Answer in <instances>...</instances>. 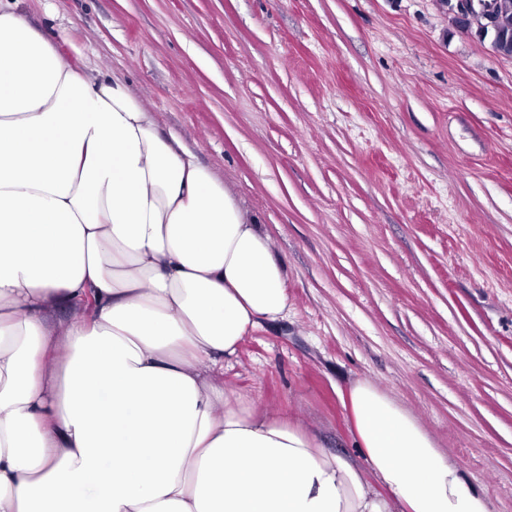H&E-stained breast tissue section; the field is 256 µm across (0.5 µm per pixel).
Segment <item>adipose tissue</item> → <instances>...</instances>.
I'll use <instances>...</instances> for the list:
<instances>
[{
	"instance_id": "1",
	"label": "adipose tissue",
	"mask_w": 512,
	"mask_h": 512,
	"mask_svg": "<svg viewBox=\"0 0 512 512\" xmlns=\"http://www.w3.org/2000/svg\"><path fill=\"white\" fill-rule=\"evenodd\" d=\"M22 5L0 9V512H489L369 382L347 396L362 466L225 387L224 358L288 312L282 261Z\"/></svg>"
}]
</instances>
